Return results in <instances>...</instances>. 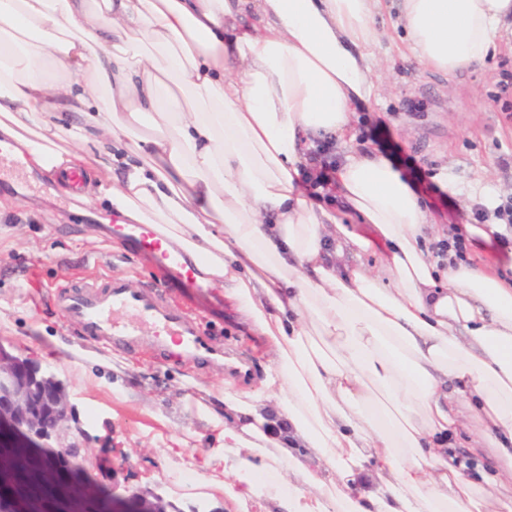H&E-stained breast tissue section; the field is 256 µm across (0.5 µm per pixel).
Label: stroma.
<instances>
[{
	"instance_id": "35a3bbf8",
	"label": "stroma",
	"mask_w": 512,
	"mask_h": 512,
	"mask_svg": "<svg viewBox=\"0 0 512 512\" xmlns=\"http://www.w3.org/2000/svg\"><path fill=\"white\" fill-rule=\"evenodd\" d=\"M397 0H386L377 23L391 38L376 47L379 90L353 120L355 137L335 143L337 158L369 150L386 156L424 201L422 246L450 228L497 223L512 199V43L503 42L483 68L453 75L423 69L402 45ZM108 201H78L53 174L17 179L0 165V356H16L54 376L73 410L80 453L68 467H47L57 439H38L28 454L38 469L19 477L64 505L92 508L139 491L157 494L180 512H236L224 500L223 471L187 467L189 454L215 447L223 430L217 400L225 388L255 386L265 345L251 335L237 306L213 285L196 298L159 283L120 237L105 234ZM466 261L512 271V242L470 238ZM131 287L162 286L223 363L181 357L170 343L145 339L117 348L73 333L54 300L61 284L106 276Z\"/></svg>"
}]
</instances>
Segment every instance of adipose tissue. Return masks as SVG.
<instances>
[{
  "mask_svg": "<svg viewBox=\"0 0 512 512\" xmlns=\"http://www.w3.org/2000/svg\"><path fill=\"white\" fill-rule=\"evenodd\" d=\"M381 3L0 0V134L31 170H120L97 188L120 223L159 227L273 355L257 390L225 393L207 453L239 512H512L495 493L512 484V280L461 263L438 287L427 213L383 156H345L337 209L300 189L312 134L351 139L376 93ZM399 22L424 69L453 74L498 52L512 0H401ZM108 36L136 68L102 58ZM345 212L388 241L376 269L333 265L369 246ZM470 419L490 446L449 441ZM298 441L311 455L283 452Z\"/></svg>",
  "mask_w": 512,
  "mask_h": 512,
  "instance_id": "adipose-tissue-1",
  "label": "adipose tissue"
}]
</instances>
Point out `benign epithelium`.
<instances>
[{"instance_id": "obj_1", "label": "benign epithelium", "mask_w": 512, "mask_h": 512, "mask_svg": "<svg viewBox=\"0 0 512 512\" xmlns=\"http://www.w3.org/2000/svg\"><path fill=\"white\" fill-rule=\"evenodd\" d=\"M0 412L32 433L57 436L69 429V407L57 380L15 358L0 357Z\"/></svg>"}]
</instances>
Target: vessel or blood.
<instances>
[{"label":"vessel or blood","instance_id":"obj_1","mask_svg":"<svg viewBox=\"0 0 512 512\" xmlns=\"http://www.w3.org/2000/svg\"><path fill=\"white\" fill-rule=\"evenodd\" d=\"M120 233L159 278L172 277L183 287L207 292V284L198 281L184 254L163 248L159 232L140 224H127ZM56 302L65 312L68 325L83 336L129 345L162 330L188 353L201 348L196 331L182 312L169 307L158 291L130 288L121 277L110 276L102 282L92 280L74 289L59 290Z\"/></svg>","mask_w":512,"mask_h":512}]
</instances>
